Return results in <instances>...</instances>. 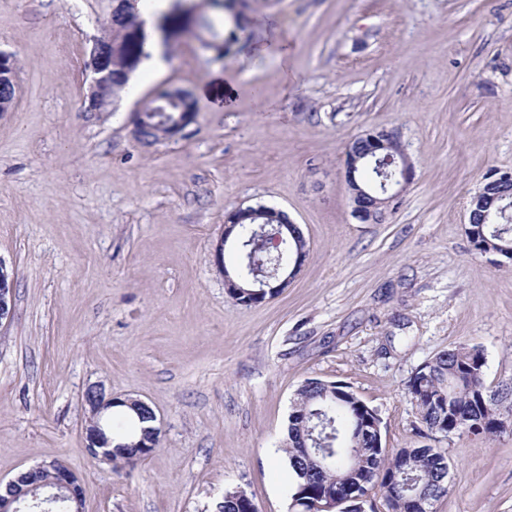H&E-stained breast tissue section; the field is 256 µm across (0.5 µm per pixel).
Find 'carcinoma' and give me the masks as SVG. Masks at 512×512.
<instances>
[{
  "label": "carcinoma",
  "mask_w": 512,
  "mask_h": 512,
  "mask_svg": "<svg viewBox=\"0 0 512 512\" xmlns=\"http://www.w3.org/2000/svg\"><path fill=\"white\" fill-rule=\"evenodd\" d=\"M145 19L128 0H116L112 23L102 41L112 46V95L124 92L129 78L125 75L128 62H141L146 57L147 38H136ZM198 27L207 30L213 39H222L217 58H224L229 45L237 39L238 20L220 21L207 15L198 19ZM158 29L163 39L173 31L192 35L185 19L174 13L160 16ZM226 34H221V31ZM147 122L144 142H159L168 124L174 120L179 105L157 98L144 105ZM395 174L393 164L382 158L365 157L358 163L357 182L375 197H383L384 184ZM499 186L490 178L475 193L470 202V239L478 255L508 257L512 253V220L498 217ZM283 242L279 248H269L260 237L244 227L237 249L235 271L249 280L256 266H273L289 258L298 241L302 240L299 226L281 230ZM485 356L478 346L458 345L436 354L424 362L407 383V393L416 406L421 428L417 433L427 437L436 429L447 434L493 436L505 428L497 413V405L482 398L485 388ZM116 442H141L140 452L150 454L159 443V434L148 428V421L115 411L107 420ZM382 421L377 409L369 406L351 387L337 382L329 385L318 378H308L297 388L288 416L284 453L294 474L293 508L311 512L319 504L344 499L348 484L363 483L359 490L368 489L384 498L392 512H416L412 491L433 501L448 495V457L438 448H400L390 451L382 447ZM46 476L25 479L30 488L25 497L27 512H68L75 507L65 502L45 500V488L40 482ZM218 512H258L250 497L239 491H227L217 506Z\"/></svg>",
  "instance_id": "carcinoma-1"
}]
</instances>
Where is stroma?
<instances>
[{"mask_svg":"<svg viewBox=\"0 0 512 512\" xmlns=\"http://www.w3.org/2000/svg\"><path fill=\"white\" fill-rule=\"evenodd\" d=\"M112 0H0L19 94L0 115V482L60 461L84 512H217L242 490L289 512L282 452L308 378L352 387L386 448L448 456L431 512H512V428L419 437L406 385L442 350L478 346L512 387V260L475 254L470 200L512 172V0H251L224 59L175 36L134 94L86 112L84 63ZM160 87L197 116L145 145L132 112ZM393 130L414 167L380 224L354 218L348 144ZM264 204L309 255L282 293L229 298L211 253ZM146 402L157 448L115 472L85 450L88 387ZM13 286V278L8 274L5 264L0 261V325L3 320L9 321L11 318Z\"/></svg>","mask_w":512,"mask_h":512,"instance_id":"35a3bbf8","label":"stroma"}]
</instances>
